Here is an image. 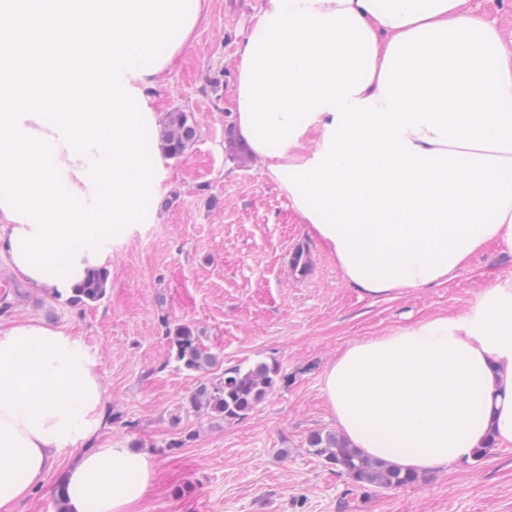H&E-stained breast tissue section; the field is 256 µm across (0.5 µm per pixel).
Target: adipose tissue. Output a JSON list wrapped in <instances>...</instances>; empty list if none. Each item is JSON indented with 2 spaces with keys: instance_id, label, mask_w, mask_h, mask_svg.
I'll return each mask as SVG.
<instances>
[{
  "instance_id": "ef3b65f1",
  "label": "adipose tissue",
  "mask_w": 512,
  "mask_h": 512,
  "mask_svg": "<svg viewBox=\"0 0 512 512\" xmlns=\"http://www.w3.org/2000/svg\"><path fill=\"white\" fill-rule=\"evenodd\" d=\"M466 0H265L241 41L239 137L377 298L512 253V50ZM323 394L350 447L432 473L512 446V275L459 312L348 344ZM99 357L29 317L0 324V512L68 459L65 512H134L146 454L90 442L107 421Z\"/></svg>"
}]
</instances>
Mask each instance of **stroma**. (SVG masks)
I'll return each mask as SVG.
<instances>
[{
  "instance_id": "1",
  "label": "stroma",
  "mask_w": 512,
  "mask_h": 512,
  "mask_svg": "<svg viewBox=\"0 0 512 512\" xmlns=\"http://www.w3.org/2000/svg\"><path fill=\"white\" fill-rule=\"evenodd\" d=\"M261 4L208 0L180 66L152 90L165 112L192 117L197 136L184 155L162 159L153 216L113 240L105 297L75 304L32 293L1 258L9 307L0 323L38 317L97 352L109 410L102 439L152 461L142 512H512V447L396 489L353 482L308 448L311 432L336 428L322 374L337 350L462 309L492 275L512 274V255L477 252L448 283L390 298L353 288L234 133L237 50ZM296 250L309 259L300 282ZM175 323L198 332L215 367L178 365L166 339ZM259 362L278 366L282 379L246 418L184 414L200 383ZM186 434L190 442L176 446Z\"/></svg>"
}]
</instances>
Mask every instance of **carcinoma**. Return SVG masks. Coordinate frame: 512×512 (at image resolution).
I'll return each instance as SVG.
<instances>
[{
  "label": "carcinoma",
  "instance_id": "1",
  "mask_svg": "<svg viewBox=\"0 0 512 512\" xmlns=\"http://www.w3.org/2000/svg\"><path fill=\"white\" fill-rule=\"evenodd\" d=\"M197 136L194 123L185 112L168 115L162 137L165 156L183 155ZM108 272L104 269L88 278L78 289L74 302H97L106 294ZM166 338L174 359L184 369L202 371L216 364V357L199 342L191 326L178 323L168 327ZM279 369L260 362L244 370L239 366L224 369L215 379L198 386L190 396L187 412L204 411L213 419L240 420L260 402L273 393L280 383ZM314 455L324 458L326 464L345 471L354 481L378 488L392 489L417 485L421 476L390 470L378 462L360 455L347 446L335 432L314 431L308 437Z\"/></svg>",
  "mask_w": 512,
  "mask_h": 512
}]
</instances>
